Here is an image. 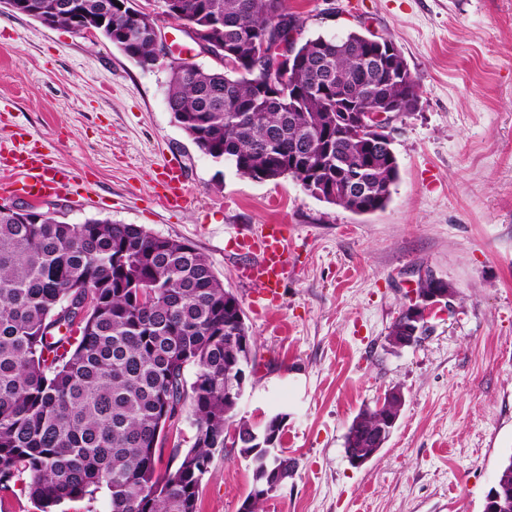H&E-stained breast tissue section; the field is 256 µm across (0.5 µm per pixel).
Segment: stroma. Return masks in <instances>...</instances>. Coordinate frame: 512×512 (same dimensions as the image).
<instances>
[{"label":"stroma","mask_w":512,"mask_h":512,"mask_svg":"<svg viewBox=\"0 0 512 512\" xmlns=\"http://www.w3.org/2000/svg\"><path fill=\"white\" fill-rule=\"evenodd\" d=\"M286 4L306 38H390L418 82L416 110L391 124L400 175L384 209L359 215L292 178L259 183L215 163L175 123L167 68L1 6L0 181L41 141L77 177L58 201L68 221L137 224L208 257L254 339L238 415L288 416L282 447L297 467L264 512H483L512 457V0ZM172 157L189 186L177 208L154 192ZM265 224L284 225L293 271L270 310L236 246ZM428 269L455 288L453 307L392 351L388 328ZM395 385L405 404L388 442L351 465L353 418ZM251 487L249 459L224 449L199 512H238Z\"/></svg>","instance_id":"1"}]
</instances>
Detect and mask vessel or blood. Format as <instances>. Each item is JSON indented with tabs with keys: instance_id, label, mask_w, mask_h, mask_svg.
I'll list each match as a JSON object with an SVG mask.
<instances>
[{
	"instance_id": "b4317fda",
	"label": "vessel or blood",
	"mask_w": 512,
	"mask_h": 512,
	"mask_svg": "<svg viewBox=\"0 0 512 512\" xmlns=\"http://www.w3.org/2000/svg\"><path fill=\"white\" fill-rule=\"evenodd\" d=\"M15 170L21 177L24 196L32 199L68 194L74 182L72 172L62 168H48L41 154L37 152L19 159ZM159 186L161 197L167 205H181L187 188L179 164H168ZM242 245L245 251H255L259 254L257 260L243 267V279L260 284L267 300L276 301L280 295V288L288 277L283 226L266 225L260 238L244 239Z\"/></svg>"
}]
</instances>
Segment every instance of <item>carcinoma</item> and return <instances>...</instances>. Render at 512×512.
Returning a JSON list of instances; mask_svg holds the SVG:
<instances>
[{
    "label": "carcinoma",
    "instance_id": "carcinoma-1",
    "mask_svg": "<svg viewBox=\"0 0 512 512\" xmlns=\"http://www.w3.org/2000/svg\"><path fill=\"white\" fill-rule=\"evenodd\" d=\"M135 2L31 5L51 6L55 26H70L71 4L101 17L99 33L112 43L120 31L137 28L130 58L142 67L155 44ZM288 15L286 0H164L160 20L188 25L199 38L230 48L239 64L235 70L180 61L169 70L168 108L201 153L243 177H290L347 209L348 201L333 193L343 174L354 173L363 180L361 213L381 210L399 177L397 157L349 133L336 112V92H347L361 109L389 100L408 113L417 108L416 79L387 81L360 31L317 35L296 46L303 61L292 67L293 88L269 99L253 43ZM233 298L209 259L185 241L108 219L70 223L49 209L33 221L0 211V491L23 484L41 512L92 500L102 490L111 512H198L203 476L234 428L252 465L244 503L261 512L266 470L279 463L294 469L296 462L263 458L252 444L261 430L226 401V384L240 372L231 336L247 331ZM390 333L417 342L426 330L416 329L404 306ZM189 367L195 369L190 383ZM182 404L192 412L193 443L174 468L160 472L164 427ZM383 413L359 411L346 452L373 451Z\"/></svg>",
    "mask_w": 512,
    "mask_h": 512
}]
</instances>
